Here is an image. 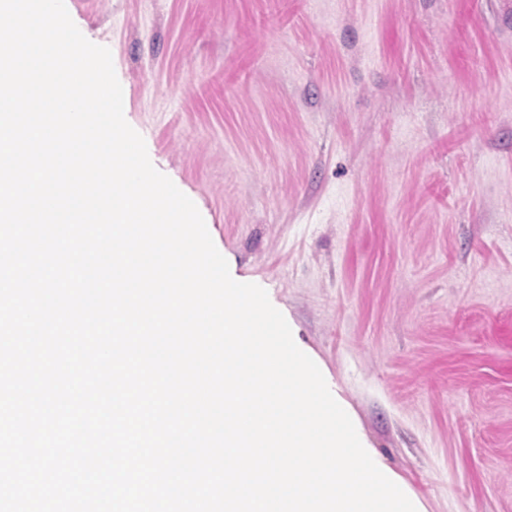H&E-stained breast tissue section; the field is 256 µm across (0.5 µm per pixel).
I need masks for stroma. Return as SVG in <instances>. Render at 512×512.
<instances>
[{
	"instance_id": "35a3bbf8",
	"label": "stroma",
	"mask_w": 512,
	"mask_h": 512,
	"mask_svg": "<svg viewBox=\"0 0 512 512\" xmlns=\"http://www.w3.org/2000/svg\"><path fill=\"white\" fill-rule=\"evenodd\" d=\"M126 121L426 512H512V0H88Z\"/></svg>"
}]
</instances>
